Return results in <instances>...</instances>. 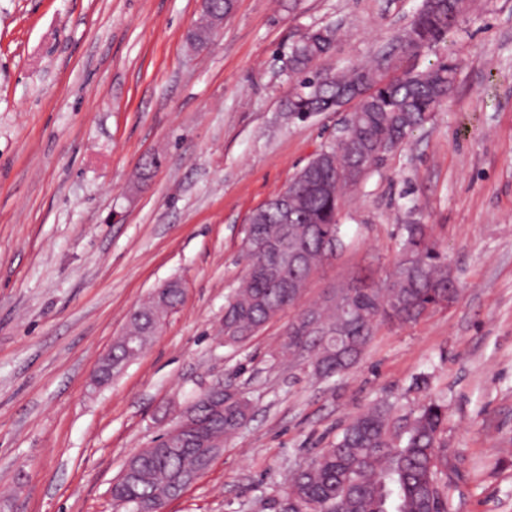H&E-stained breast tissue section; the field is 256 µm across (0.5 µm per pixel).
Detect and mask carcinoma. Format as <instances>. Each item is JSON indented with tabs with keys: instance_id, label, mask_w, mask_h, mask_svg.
<instances>
[{
	"instance_id": "1",
	"label": "carcinoma",
	"mask_w": 512,
	"mask_h": 512,
	"mask_svg": "<svg viewBox=\"0 0 512 512\" xmlns=\"http://www.w3.org/2000/svg\"><path fill=\"white\" fill-rule=\"evenodd\" d=\"M464 0H422L401 43L415 53L445 43L458 27ZM330 33L313 29L289 47L293 90L284 102L288 117L305 121L321 112H338L342 103L360 97L350 113V145H327L317 158L320 168L311 188L297 174L285 188L290 219L283 223L274 203L255 209L244 228L247 269L238 291L224 309V343L239 345L286 310L297 305L308 279L325 259L324 240L342 244L337 224L342 191L356 186L370 169L379 147L403 144L430 122L447 100L456 65L445 58L421 71H406L388 80L366 66L341 72L320 69L317 61L329 55ZM288 243L299 247L303 265L292 267L275 260L272 248ZM399 250L402 258L383 288L348 284L312 312L326 326L323 336H303L296 329L281 346V355L303 346L314 352L315 375L344 374L359 359L384 323L403 325L458 296L448 264L431 242L426 224H404ZM182 291L169 289L141 307V318L129 322L138 350L152 337L151 321L177 307ZM247 404H224V436L237 433L246 418ZM448 405L433 398L410 414L395 416L390 404H379L350 419L336 443L310 465L297 471L288 485L294 512H450L448 452L441 434ZM198 459L180 448H167L144 460L145 480L140 496L153 501L176 494L174 478L197 469Z\"/></svg>"
}]
</instances>
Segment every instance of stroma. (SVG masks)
Listing matches in <instances>:
<instances>
[{"label": "stroma", "instance_id": "obj_1", "mask_svg": "<svg viewBox=\"0 0 512 512\" xmlns=\"http://www.w3.org/2000/svg\"><path fill=\"white\" fill-rule=\"evenodd\" d=\"M421 3L236 0L197 48L201 0H0V512H114L129 455L219 379L249 419L168 512H283L291 475L353 416L427 395L448 404L451 512H512V0H468L448 44L406 54ZM318 27L334 33L324 68L458 65L432 121L342 199L344 244L299 308L357 277L383 287L412 223L431 226L458 299L380 327L329 379L310 351L277 354L299 308L224 343L248 216L345 117L283 111L288 47ZM169 280L180 305L94 385L130 311Z\"/></svg>", "mask_w": 512, "mask_h": 512}]
</instances>
